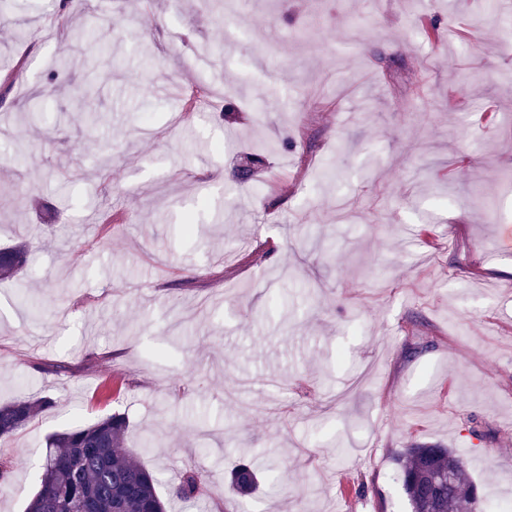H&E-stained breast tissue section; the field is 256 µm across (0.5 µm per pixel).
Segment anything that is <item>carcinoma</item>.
Segmentation results:
<instances>
[{
	"label": "carcinoma",
	"instance_id": "1",
	"mask_svg": "<svg viewBox=\"0 0 512 512\" xmlns=\"http://www.w3.org/2000/svg\"><path fill=\"white\" fill-rule=\"evenodd\" d=\"M27 260L26 245L0 249V279L14 277ZM58 406L49 396L16 399L0 404V441L25 428L39 414ZM129 423L122 414L106 416L91 425L56 432L46 440L38 490L25 512H79V502L91 499L95 512H168L171 502L203 503L211 484L202 469L183 473L171 494L163 496L154 471L130 449L125 437ZM402 486L411 512H478L481 495L464 462L448 448L417 446L397 457ZM232 484L241 495L256 486L254 458L240 450Z\"/></svg>",
	"mask_w": 512,
	"mask_h": 512
}]
</instances>
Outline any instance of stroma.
<instances>
[{
    "label": "stroma",
    "instance_id": "35a3bbf8",
    "mask_svg": "<svg viewBox=\"0 0 512 512\" xmlns=\"http://www.w3.org/2000/svg\"><path fill=\"white\" fill-rule=\"evenodd\" d=\"M68 3L0 0V247L33 301L0 281V403L61 402L0 442V512L113 413L162 485L210 472L209 512L242 448L252 512H409L414 445L512 501V0H233L229 41L223 0ZM27 260L26 245L0 249V279L13 278L24 266Z\"/></svg>",
    "mask_w": 512,
    "mask_h": 512
}]
</instances>
